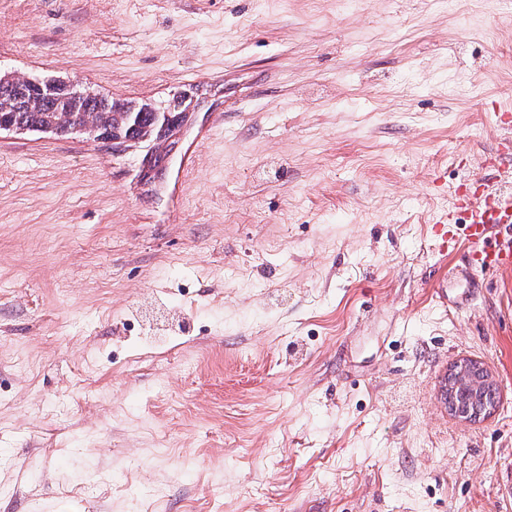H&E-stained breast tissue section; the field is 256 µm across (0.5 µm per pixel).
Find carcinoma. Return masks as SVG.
<instances>
[{"label":"carcinoma","mask_w":512,"mask_h":512,"mask_svg":"<svg viewBox=\"0 0 512 512\" xmlns=\"http://www.w3.org/2000/svg\"><path fill=\"white\" fill-rule=\"evenodd\" d=\"M193 97L179 95L162 107L149 103L113 101L97 94L75 95L65 83L47 89V82L0 76V127H25L35 132H68L92 124L96 138L120 144L164 141L143 156L139 177L150 183L166 168L176 142L172 141L188 117Z\"/></svg>","instance_id":"1"}]
</instances>
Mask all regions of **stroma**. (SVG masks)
Returning <instances> with one entry per match:
<instances>
[{
    "instance_id": "1",
    "label": "stroma",
    "mask_w": 512,
    "mask_h": 512,
    "mask_svg": "<svg viewBox=\"0 0 512 512\" xmlns=\"http://www.w3.org/2000/svg\"><path fill=\"white\" fill-rule=\"evenodd\" d=\"M0 75L199 99L151 185L0 132V512H512V273L434 244L495 177L512 0H0ZM491 382L495 384L492 376L489 375L482 364L461 359L452 362L448 366V374L445 376L442 389L443 401L448 407V412L463 424L470 423L476 418L488 416L493 412L495 405H488L484 396V406L480 411L477 408V401L480 398L482 388ZM460 389L472 390L474 398L469 401L457 399L456 393Z\"/></svg>"
}]
</instances>
